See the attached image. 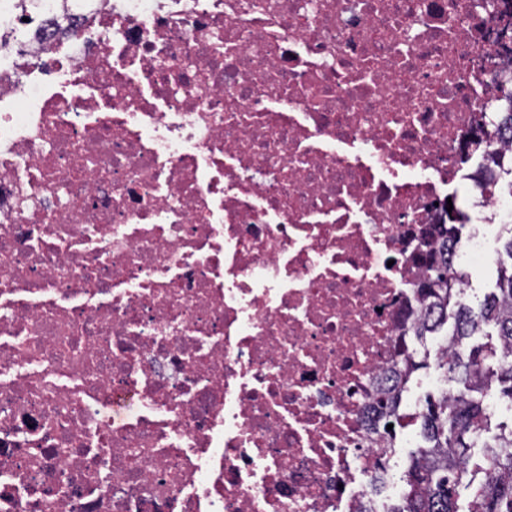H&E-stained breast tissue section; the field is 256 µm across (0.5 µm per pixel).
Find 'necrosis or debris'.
<instances>
[{
	"instance_id": "1",
	"label": "necrosis or debris",
	"mask_w": 512,
	"mask_h": 512,
	"mask_svg": "<svg viewBox=\"0 0 512 512\" xmlns=\"http://www.w3.org/2000/svg\"><path fill=\"white\" fill-rule=\"evenodd\" d=\"M0 512H386L422 233L512 59L480 0H0Z\"/></svg>"
}]
</instances>
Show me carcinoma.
Returning <instances> with one entry per match:
<instances>
[{
	"label": "carcinoma",
	"instance_id": "carcinoma-1",
	"mask_svg": "<svg viewBox=\"0 0 512 512\" xmlns=\"http://www.w3.org/2000/svg\"><path fill=\"white\" fill-rule=\"evenodd\" d=\"M469 154H480L470 178L476 185L496 193L512 196V154L506 155L492 144L491 133L480 129L468 143ZM469 217L459 209L444 212L439 222L426 232L418 259L425 265V275L417 292L429 301L423 318L404 328L407 344L399 351L390 370L393 386L381 393L377 401V427L400 419L402 385L415 370L425 365L427 354L421 346L428 338L447 330L450 338L448 357L438 361L445 375L460 385L457 402L445 395L428 403L420 414L419 435L424 445L411 459L403 481L404 499L391 512H459L460 490L468 489L469 512H512V428L502 429L494 443L483 449L485 479L477 482L468 467V452L474 437L488 427L489 416L483 401L469 398L466 392L484 390L494 385L499 394L512 400V366L487 378L484 367L501 349L512 351V228L503 245L511 264L497 267L493 291L477 308L458 300L461 276L453 269V254L462 242L461 230ZM490 334L496 343L464 349L471 336Z\"/></svg>",
	"mask_w": 512,
	"mask_h": 512
}]
</instances>
